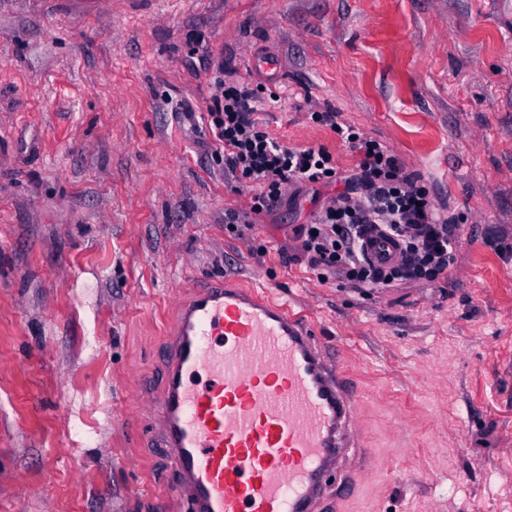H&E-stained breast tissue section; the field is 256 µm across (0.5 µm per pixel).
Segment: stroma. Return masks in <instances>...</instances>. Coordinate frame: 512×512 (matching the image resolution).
I'll return each instance as SVG.
<instances>
[{"label":"stroma","mask_w":512,"mask_h":512,"mask_svg":"<svg viewBox=\"0 0 512 512\" xmlns=\"http://www.w3.org/2000/svg\"><path fill=\"white\" fill-rule=\"evenodd\" d=\"M268 131L388 146L457 218L446 279L369 293L280 252L301 196L241 235L201 118L224 63ZM512 0H0V512H185L147 395L212 276L314 318L373 452L348 512H512Z\"/></svg>","instance_id":"obj_1"}]
</instances>
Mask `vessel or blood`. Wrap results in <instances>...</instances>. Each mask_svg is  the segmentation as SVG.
<instances>
[{"label":"vessel or blood","mask_w":512,"mask_h":512,"mask_svg":"<svg viewBox=\"0 0 512 512\" xmlns=\"http://www.w3.org/2000/svg\"><path fill=\"white\" fill-rule=\"evenodd\" d=\"M378 264L399 246L370 232ZM355 396L314 323L223 277L184 300L165 338L164 384L149 405L192 512H329L358 486Z\"/></svg>","instance_id":"1"}]
</instances>
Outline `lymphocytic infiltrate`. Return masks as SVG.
Here are the masks:
<instances>
[{"mask_svg": "<svg viewBox=\"0 0 512 512\" xmlns=\"http://www.w3.org/2000/svg\"><path fill=\"white\" fill-rule=\"evenodd\" d=\"M279 101L261 84L214 82L207 123L224 154V171L254 192L249 211L225 210L227 230L257 223L282 205L287 190L317 194L333 186L336 194L311 212L308 223L295 226L294 261L307 262L320 280L334 277L364 289L433 283L447 275L457 260L460 226L435 206L422 177L383 142L340 124L331 111L311 118L355 150L359 162L352 171L340 169L326 148L285 146L260 119ZM373 230L398 242V263L377 265L367 258L364 240Z\"/></svg>", "mask_w": 512, "mask_h": 512, "instance_id": "f902f5d3", "label": "lymphocytic infiltrate"}]
</instances>
